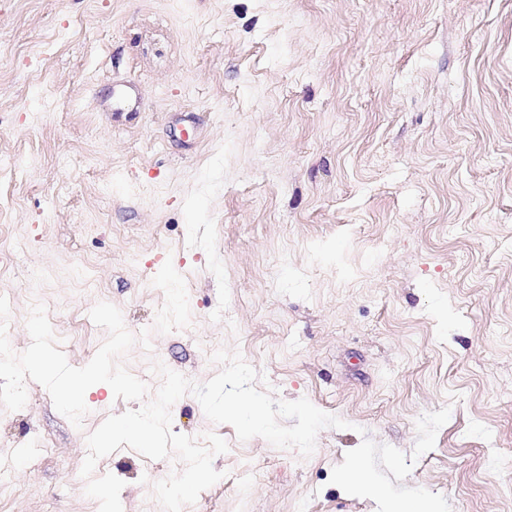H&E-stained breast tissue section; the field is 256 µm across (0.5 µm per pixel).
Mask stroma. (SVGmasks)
Returning a JSON list of instances; mask_svg holds the SVG:
<instances>
[{"label":"stroma","instance_id":"stroma-1","mask_svg":"<svg viewBox=\"0 0 512 512\" xmlns=\"http://www.w3.org/2000/svg\"><path fill=\"white\" fill-rule=\"evenodd\" d=\"M0 294L30 344L42 303L70 365L163 305L172 261L192 316L123 363L204 382L200 349L239 351L275 398L347 421L302 457L211 423L193 395L173 432H212L227 481L183 512H375L331 484L363 437L412 453L405 486L451 512H512V0H0ZM36 268L41 288L22 284ZM0 408V512H98L86 437L132 407L101 389L81 426L27 381ZM124 447L95 476L123 512H162L181 470Z\"/></svg>","mask_w":512,"mask_h":512}]
</instances>
